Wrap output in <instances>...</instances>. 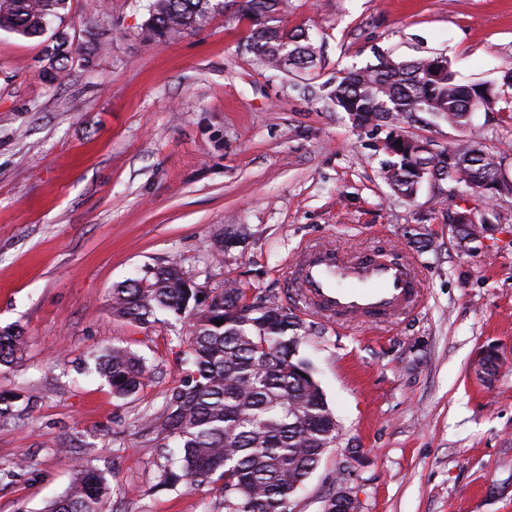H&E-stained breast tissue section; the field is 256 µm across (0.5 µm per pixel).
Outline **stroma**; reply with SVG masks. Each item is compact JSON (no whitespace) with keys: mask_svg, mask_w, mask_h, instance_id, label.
Instances as JSON below:
<instances>
[{"mask_svg":"<svg viewBox=\"0 0 512 512\" xmlns=\"http://www.w3.org/2000/svg\"><path fill=\"white\" fill-rule=\"evenodd\" d=\"M286 3L281 25L310 35L311 68L257 60L230 6L160 43L148 0H69L73 64L60 81L44 73L43 39L0 30V330L28 341L0 367V392L22 396L0 418V512H44L82 465L110 485L103 512H222L204 488L154 491L158 450L141 416L179 384L186 328L113 317L111 293L174 263L205 291L236 286L304 316L287 288L304 245L409 257L424 292L397 323L304 316L299 354L339 440L288 512H323L339 486L361 512H512V195L490 203L447 183L393 194L388 127L355 126L324 97L338 72L381 55L443 56L464 80L499 78L512 0ZM402 131L438 152L480 142L504 153L512 181V111L476 112L463 131L428 120ZM489 204L493 230L459 243L449 215ZM115 343L152 369L127 399L95 369ZM489 347L505 364L487 385L473 367Z\"/></svg>","mask_w":512,"mask_h":512,"instance_id":"1","label":"stroma"}]
</instances>
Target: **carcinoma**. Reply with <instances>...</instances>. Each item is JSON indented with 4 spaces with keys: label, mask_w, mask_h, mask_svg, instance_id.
Segmentation results:
<instances>
[{
    "label": "carcinoma",
    "mask_w": 512,
    "mask_h": 512,
    "mask_svg": "<svg viewBox=\"0 0 512 512\" xmlns=\"http://www.w3.org/2000/svg\"><path fill=\"white\" fill-rule=\"evenodd\" d=\"M253 13H279L284 0H250ZM68 0H0V30L31 38L44 34V22L61 16ZM148 24L158 25V41L196 30L214 16L213 0H150ZM266 30L252 27L250 52L276 65L281 50L293 55L295 67L314 61V47L304 33H290L280 19ZM52 77L68 74L66 42L51 47ZM431 60L397 62L381 56L377 63L353 68L336 77L328 99L338 112L361 124L384 125L391 131L380 151L388 156L383 177L394 194L413 198L425 183H453L473 193L512 195L502 177L503 157L471 140L436 154L421 151L419 139L401 132V124L424 112L448 126L464 129L472 115L501 101L491 84L463 83L451 66L439 79L430 77ZM462 243L473 242L475 220H450ZM187 275L172 263L112 292V315L150 326L158 315L187 320L190 368L181 384L168 390L161 411L144 425L161 449L156 487L174 490L190 483L219 497L224 512H285L288 496L316 469L336 438V417L322 389L297 357L303 324L288 308L266 301L247 302L241 288L207 293L188 288ZM223 321L217 325L215 321ZM26 344L22 332L0 330V366L19 359ZM96 369L113 396L138 393L151 371L144 356L119 345L97 356ZM179 457L169 458L170 444ZM106 478L86 465L77 470L69 490L46 512H101L108 494Z\"/></svg>",
    "instance_id": "obj_1"
}]
</instances>
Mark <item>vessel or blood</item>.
<instances>
[{
  "label": "vessel or blood",
  "instance_id": "vessel-or-blood-1",
  "mask_svg": "<svg viewBox=\"0 0 512 512\" xmlns=\"http://www.w3.org/2000/svg\"><path fill=\"white\" fill-rule=\"evenodd\" d=\"M292 285L308 310L342 322L402 315L422 292L409 261L351 258L330 247L306 248Z\"/></svg>",
  "mask_w": 512,
  "mask_h": 512
}]
</instances>
